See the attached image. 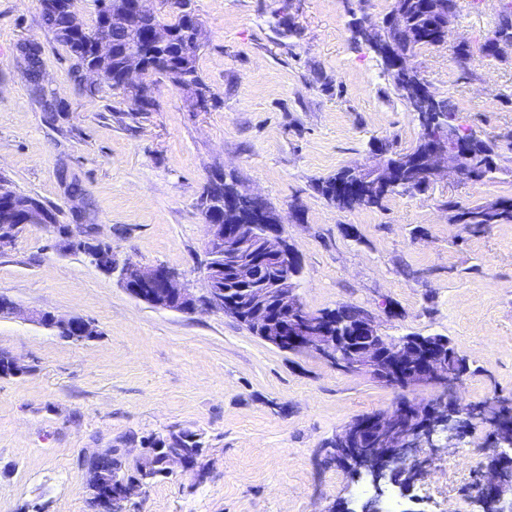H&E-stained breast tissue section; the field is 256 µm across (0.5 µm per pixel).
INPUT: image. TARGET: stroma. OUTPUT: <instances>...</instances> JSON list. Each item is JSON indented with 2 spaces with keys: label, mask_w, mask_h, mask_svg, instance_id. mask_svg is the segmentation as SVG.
<instances>
[{
  "label": "stroma",
  "mask_w": 512,
  "mask_h": 512,
  "mask_svg": "<svg viewBox=\"0 0 512 512\" xmlns=\"http://www.w3.org/2000/svg\"><path fill=\"white\" fill-rule=\"evenodd\" d=\"M393 0H192L204 30L198 71L213 98L154 79L156 110L127 119V101L90 98L66 49L41 24L39 0H0V179L39 199L57 223L28 225L0 253V352L28 365L0 377V512H88L82 456L137 448L173 431L203 448L204 478L156 479L134 512H328L372 495L328 462L325 444L355 418L407 399H439L434 386L392 388L309 355L283 352L224 313L154 308L117 275L66 245L62 228L110 244L117 258L163 265L196 297L206 293L199 198L214 175L233 176L285 218L300 256L299 293L313 312L349 303L387 336L449 337L474 374L461 405L512 395V224L468 234L444 202L512 197V145L484 183L441 180L383 207L343 210L318 180L368 163L377 142L412 147L418 122L352 22L383 19ZM501 0H459L451 46L413 58L449 98L463 127L512 132V59L487 63L482 45ZM41 47L34 88L20 47ZM49 310L92 321L75 342L29 320ZM488 427L433 456L409 496L389 490L387 512H472L463 494L485 464Z\"/></svg>",
  "instance_id": "1"
}]
</instances>
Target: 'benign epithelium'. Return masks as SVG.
Masks as SVG:
<instances>
[{
    "mask_svg": "<svg viewBox=\"0 0 512 512\" xmlns=\"http://www.w3.org/2000/svg\"><path fill=\"white\" fill-rule=\"evenodd\" d=\"M156 0H131L120 13L109 11V2L101 4L102 26L91 49L94 64L82 65V81L86 87L99 84L103 67L112 55V28L121 24L139 31L138 46L127 51L126 68L118 81L123 97L132 104V111L146 119L154 111L151 87L141 82L144 78L140 45L147 42H166L172 36L162 28L142 26V20L153 19L158 13L152 7ZM58 12L68 18L69 32L84 31V23L75 0H56ZM370 39V47L381 56L392 55L383 42V24L364 14L356 21ZM488 45L498 60L512 57V30L504 28L491 34ZM419 125L426 133V149L419 158L421 176L433 184L436 181L456 179L467 181L471 171L464 162L466 149L463 140L449 135L440 123L439 115L423 112L420 106H411ZM392 150L378 145L371 163L355 168L354 189L362 190L379 172L388 167ZM256 224H224L220 212L204 215L208 230L206 250L213 263L207 268V307L220 311L261 334V339L281 351L313 355L353 371H364L382 377L388 385L405 386L438 384L448 390L449 399L427 404L407 400L398 402L395 424L385 417H372L347 424L342 434L348 445L344 449L346 465L355 478L368 479L376 497L368 500L377 504L383 495V486L397 485L391 478L396 471H405L411 480H419L429 459L420 458V451L430 449L437 454L443 448L455 447L474 421L465 414L456 399L462 382L461 373L448 363V354L435 346L420 348L404 341H389L382 335L375 317L368 313L356 325L355 333L367 341L366 345L352 346L349 337L338 336L321 314L308 310L299 294V285L291 275V268L301 263L288 244L285 225L270 223L266 212H257ZM42 223L41 213L29 209L23 224L15 223L13 216L0 224V252L11 248L26 225ZM90 238L78 242L91 265L108 274L118 273L122 288L134 298L153 307L178 311L195 308L194 299L179 276L169 268L143 266L130 258L107 269L98 265L97 256L85 249ZM269 268L273 277L266 288H253L259 271ZM29 319L55 330L71 331V339H89L90 322L81 317L62 318L48 311H35ZM490 447L493 462L486 466L483 480L469 493L467 501L479 506L481 512H512L503 507L505 493L512 492V431L496 423H489ZM143 493L139 485L127 486L117 475L100 485L96 491L99 512H122V504Z\"/></svg>",
    "mask_w": 512,
    "mask_h": 512,
    "instance_id": "benign-epithelium-1",
    "label": "benign epithelium"
}]
</instances>
